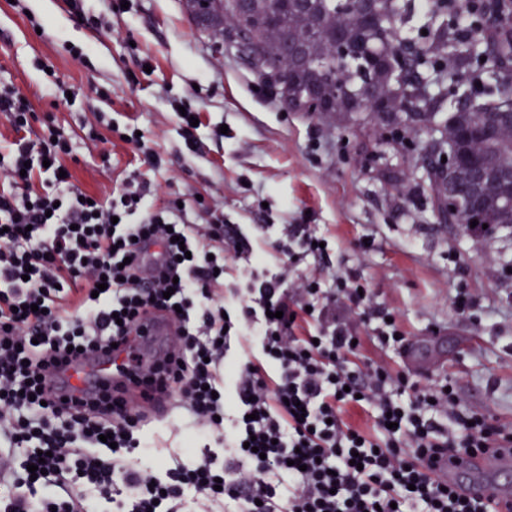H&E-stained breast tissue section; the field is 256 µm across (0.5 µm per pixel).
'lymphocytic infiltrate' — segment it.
<instances>
[{
    "instance_id": "f902f5d3",
    "label": "lymphocytic infiltrate",
    "mask_w": 512,
    "mask_h": 512,
    "mask_svg": "<svg viewBox=\"0 0 512 512\" xmlns=\"http://www.w3.org/2000/svg\"><path fill=\"white\" fill-rule=\"evenodd\" d=\"M18 139L0 174V512H498L455 497L443 457L512 447V427L467 407L446 382L360 357V334L383 348L409 338L389 308L351 276L317 270L290 282L254 280L238 306L224 300V226L187 223L177 202L140 211L134 191L83 202L60 177L65 139L24 134L32 105L0 89ZM48 174L66 194L37 191ZM161 312L180 326V352L158 384L173 387L197 437V461L135 465L151 451L145 406L64 398L46 387L85 352L125 345V373L143 378L126 339ZM251 349L229 359L231 342ZM228 375H221L223 361ZM371 420L364 430L351 419ZM111 434V443L102 435ZM43 463L45 471L28 467Z\"/></svg>"
}]
</instances>
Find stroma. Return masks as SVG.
<instances>
[{
    "mask_svg": "<svg viewBox=\"0 0 512 512\" xmlns=\"http://www.w3.org/2000/svg\"><path fill=\"white\" fill-rule=\"evenodd\" d=\"M128 3L0 0V87L27 94L30 140L56 127L87 194L106 199L129 181L144 186V208L177 198L189 223L223 216L225 246L241 250L224 276L230 305L251 277L310 273L314 259L290 268L271 252L287 225H314L332 265L396 312L417 349L410 361L372 345L369 356L421 380L453 379L469 406L512 424V234L478 240L438 223L418 170L426 134L408 148L356 130L343 112L288 111L246 60L189 22L182 0ZM58 88L71 100L54 99ZM179 103L199 116L191 145ZM132 131L140 146L123 141ZM262 252L269 262L255 265ZM460 293L475 301L469 314L453 308ZM183 415L171 410L153 435L171 467L193 461L191 433L175 425Z\"/></svg>",
    "mask_w": 512,
    "mask_h": 512,
    "instance_id": "1",
    "label": "stroma"
}]
</instances>
